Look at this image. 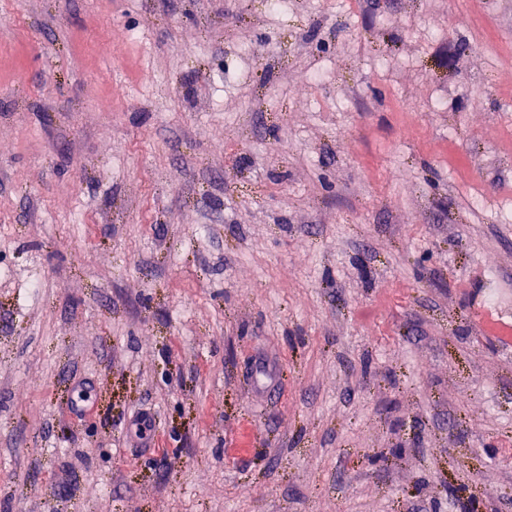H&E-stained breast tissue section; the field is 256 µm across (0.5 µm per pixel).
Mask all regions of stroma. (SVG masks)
I'll use <instances>...</instances> for the list:
<instances>
[{
	"mask_svg": "<svg viewBox=\"0 0 512 512\" xmlns=\"http://www.w3.org/2000/svg\"><path fill=\"white\" fill-rule=\"evenodd\" d=\"M0 512H512V0H0Z\"/></svg>",
	"mask_w": 512,
	"mask_h": 512,
	"instance_id": "obj_1",
	"label": "stroma"
}]
</instances>
